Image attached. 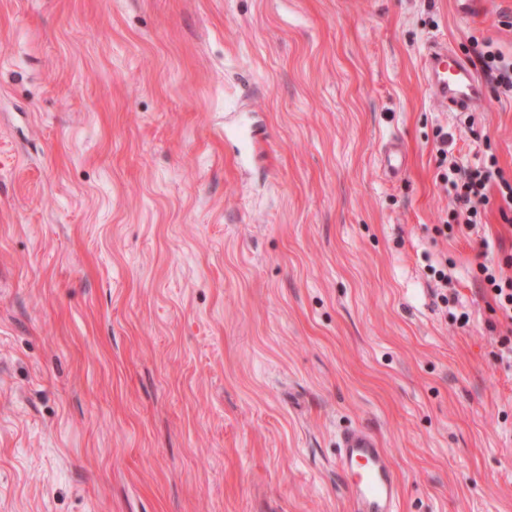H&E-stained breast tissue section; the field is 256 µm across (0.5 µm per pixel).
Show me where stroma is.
<instances>
[{
	"label": "stroma",
	"instance_id": "stroma-1",
	"mask_svg": "<svg viewBox=\"0 0 512 512\" xmlns=\"http://www.w3.org/2000/svg\"><path fill=\"white\" fill-rule=\"evenodd\" d=\"M434 39L512 55V0H0V512H349L359 427L399 512H512V224L435 231L512 98L440 111ZM479 281L486 293H490L495 303L492 311L499 312L498 322L505 330L499 334L497 357L512 364V275H507L502 267L498 269L479 264Z\"/></svg>",
	"mask_w": 512,
	"mask_h": 512
}]
</instances>
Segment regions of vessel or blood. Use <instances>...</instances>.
<instances>
[{
  "label": "vessel or blood",
  "mask_w": 512,
  "mask_h": 512,
  "mask_svg": "<svg viewBox=\"0 0 512 512\" xmlns=\"http://www.w3.org/2000/svg\"><path fill=\"white\" fill-rule=\"evenodd\" d=\"M422 75L441 111H483L488 98L483 82L467 60L434 40L421 58ZM337 467L348 491L350 512H398L399 486L388 455L372 433L355 428L338 439Z\"/></svg>",
  "instance_id": "obj_1"
}]
</instances>
